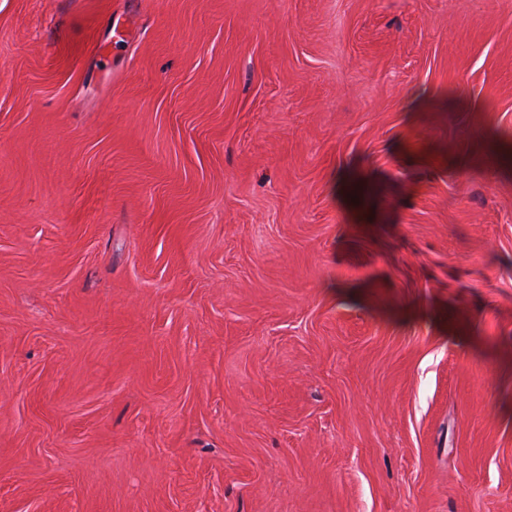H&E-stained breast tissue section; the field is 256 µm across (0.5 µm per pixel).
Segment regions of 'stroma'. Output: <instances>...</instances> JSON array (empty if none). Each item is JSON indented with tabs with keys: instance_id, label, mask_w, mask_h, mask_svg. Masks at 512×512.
<instances>
[{
	"instance_id": "stroma-1",
	"label": "stroma",
	"mask_w": 512,
	"mask_h": 512,
	"mask_svg": "<svg viewBox=\"0 0 512 512\" xmlns=\"http://www.w3.org/2000/svg\"><path fill=\"white\" fill-rule=\"evenodd\" d=\"M0 512H512V0H0Z\"/></svg>"
}]
</instances>
